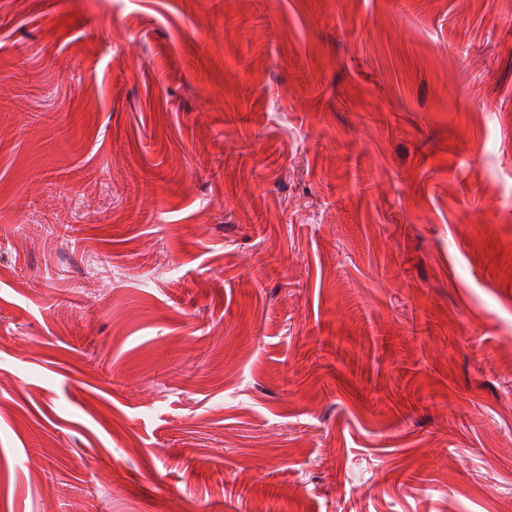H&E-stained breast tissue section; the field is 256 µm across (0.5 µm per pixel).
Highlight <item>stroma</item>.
<instances>
[{
	"instance_id": "1",
	"label": "stroma",
	"mask_w": 512,
	"mask_h": 512,
	"mask_svg": "<svg viewBox=\"0 0 512 512\" xmlns=\"http://www.w3.org/2000/svg\"><path fill=\"white\" fill-rule=\"evenodd\" d=\"M0 512H512V0H0Z\"/></svg>"
}]
</instances>
